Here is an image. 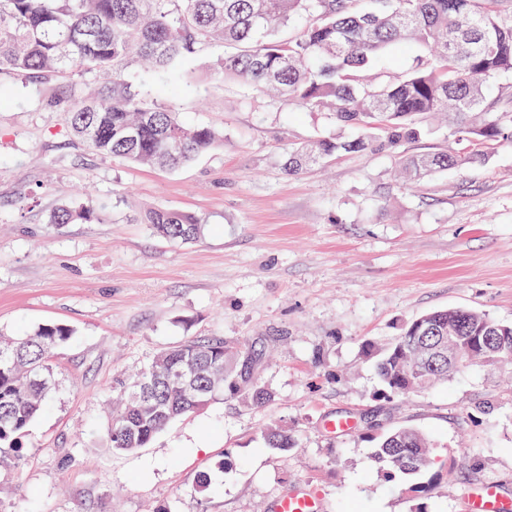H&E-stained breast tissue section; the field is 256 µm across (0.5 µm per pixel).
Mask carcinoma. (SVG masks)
<instances>
[{
  "instance_id": "carcinoma-1",
  "label": "carcinoma",
  "mask_w": 512,
  "mask_h": 512,
  "mask_svg": "<svg viewBox=\"0 0 512 512\" xmlns=\"http://www.w3.org/2000/svg\"><path fill=\"white\" fill-rule=\"evenodd\" d=\"M359 11L353 0H0V76H20L32 91L63 84L75 69L109 73L96 94H68L71 133L103 155L141 166L178 168L209 151L219 134L181 121L172 102L203 47L234 45L218 67L249 87L285 97L310 111H329L349 130L334 139L291 147L283 163L296 177L312 164L349 152H385L425 134L423 119L457 117L462 142L484 147L512 142V0H374ZM310 18L295 39L280 29ZM414 45L421 54L403 76L387 75V52ZM141 65L138 83L122 74ZM479 150L402 156L399 173L424 178L480 163ZM93 210L66 204L52 224L88 222ZM144 223L176 242L200 237L202 225L184 212L152 210ZM72 336L42 325L16 340L0 339V460L20 456L19 439L48 407L55 385L54 349ZM492 336L491 346L482 337ZM471 359L494 366L512 359V323L465 308L428 312L406 326L381 354L382 394L404 396L448 379V338ZM257 338L190 340L157 352L112 395L119 409L107 426L110 450L132 453L172 421L212 403L262 405L272 394L243 376L262 364ZM264 448L295 447L285 426L260 436ZM434 444L420 430L399 426L376 437L373 458L385 479H401L429 512L436 465Z\"/></svg>"
}]
</instances>
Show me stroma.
I'll return each mask as SVG.
<instances>
[{
	"instance_id": "stroma-1",
	"label": "stroma",
	"mask_w": 512,
	"mask_h": 512,
	"mask_svg": "<svg viewBox=\"0 0 512 512\" xmlns=\"http://www.w3.org/2000/svg\"><path fill=\"white\" fill-rule=\"evenodd\" d=\"M223 54L193 59L175 107L224 139L173 171L96 153L71 137L58 89L0 79V334L75 332L54 353L51 408L0 467V512H274L283 491L307 488L323 512H412L372 458L373 436L399 425L437 443L432 512H458L470 485L512 499V362L383 398L371 359L432 310L512 322V144L421 183L395 177L392 152L344 153L290 178L288 148L334 136V120L223 78L212 68ZM70 201L97 220L49 223ZM150 208L194 215L202 238L161 237L141 221ZM211 337L265 339L271 401H219L134 453L109 451L114 381ZM346 417L352 430L333 432ZM275 422L296 440L288 453L259 443Z\"/></svg>"
}]
</instances>
